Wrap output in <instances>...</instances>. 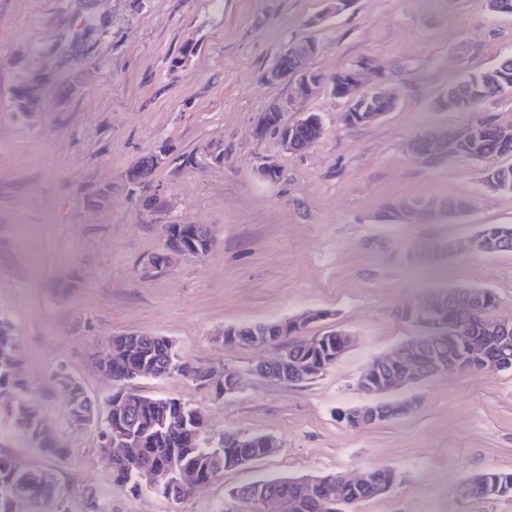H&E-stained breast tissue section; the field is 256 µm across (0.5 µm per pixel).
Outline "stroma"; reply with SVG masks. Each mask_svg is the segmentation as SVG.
Returning <instances> with one entry per match:
<instances>
[{
	"label": "stroma",
	"mask_w": 512,
	"mask_h": 512,
	"mask_svg": "<svg viewBox=\"0 0 512 512\" xmlns=\"http://www.w3.org/2000/svg\"><path fill=\"white\" fill-rule=\"evenodd\" d=\"M325 0H0V312L13 321L29 399L64 443L46 458L7 415L0 451L48 465L69 512H247L238 488L269 475L332 474L360 465L395 468L389 492L357 512H512V493L463 498L462 481L512 471V373L462 371L407 390L417 407L352 428L340 411L365 401L357 381L371 360L416 336L401 319L434 286L493 290L512 317V253L470 251L431 263L438 239L512 224V194L488 192L484 162L412 160L410 139L468 124V112L435 100L467 72L512 57V17L477 0H353L317 27ZM314 39L309 67L325 76L372 59V85L396 91L395 108L347 125L330 90L303 98L264 76L289 42ZM196 46L182 58L185 43ZM180 67H173V60ZM40 84L18 111L17 91ZM286 122L320 113L324 136L299 153L279 133L256 134L271 102ZM172 151L129 192L127 170L162 142ZM201 158L184 164L186 155ZM283 171L275 182L260 158ZM108 197H100L102 188ZM159 196L162 208L144 202ZM466 199L459 219L385 224L383 206L405 199ZM204 224L217 238L204 256L155 266L166 224ZM324 312L313 334L334 328L356 344L314 382L253 374L275 347L224 340L228 326ZM165 336L196 366L240 371L231 397L182 379H142V394L198 407L215 432L277 438L273 455L225 472L181 503L134 497L111 481L94 426L69 419L54 374L65 367L99 411L114 385L95 363L110 336Z\"/></svg>",
	"instance_id": "stroma-1"
}]
</instances>
